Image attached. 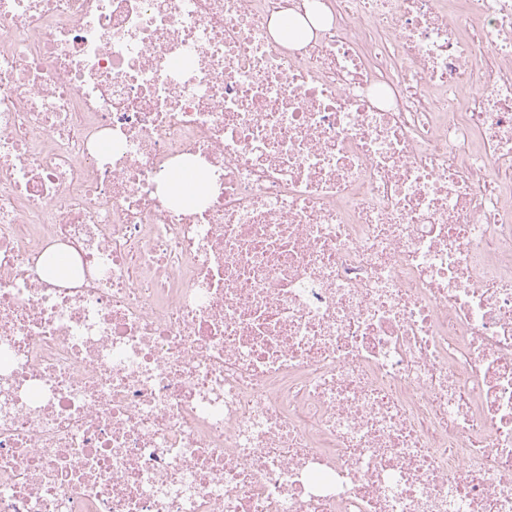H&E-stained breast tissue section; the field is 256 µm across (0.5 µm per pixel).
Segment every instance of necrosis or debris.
<instances>
[{"label":"necrosis or debris","mask_w":512,"mask_h":512,"mask_svg":"<svg viewBox=\"0 0 512 512\" xmlns=\"http://www.w3.org/2000/svg\"><path fill=\"white\" fill-rule=\"evenodd\" d=\"M0 512H512V0H0ZM276 37L285 43H295L303 39L307 33V25L301 18L292 14L284 15L275 23Z\"/></svg>","instance_id":"necrosis-or-debris-1"}]
</instances>
